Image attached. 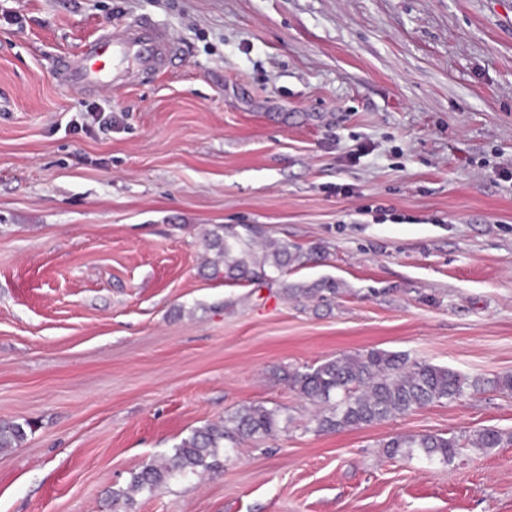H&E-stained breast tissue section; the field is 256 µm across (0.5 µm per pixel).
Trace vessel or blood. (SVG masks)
I'll use <instances>...</instances> for the list:
<instances>
[{
  "instance_id": "obj_1",
  "label": "vessel or blood",
  "mask_w": 512,
  "mask_h": 512,
  "mask_svg": "<svg viewBox=\"0 0 512 512\" xmlns=\"http://www.w3.org/2000/svg\"><path fill=\"white\" fill-rule=\"evenodd\" d=\"M175 56L173 37L149 20L139 19L87 44L80 56L66 63L64 75L72 85L100 90L122 83L132 71L165 70Z\"/></svg>"
}]
</instances>
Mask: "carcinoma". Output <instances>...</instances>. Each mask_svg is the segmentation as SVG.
<instances>
[{"label": "carcinoma", "instance_id": "cac0c4a2", "mask_svg": "<svg viewBox=\"0 0 512 512\" xmlns=\"http://www.w3.org/2000/svg\"><path fill=\"white\" fill-rule=\"evenodd\" d=\"M262 230L254 225H217L203 235L210 254L207 266L215 277L232 281L276 282L291 266H303L321 254L318 248L270 240L258 247ZM283 295L296 302L336 297L341 285L334 279L310 284L281 281ZM288 386L320 406L314 416L317 432H337L369 427L433 403L453 402L472 388L485 387L512 393V373L473 380L460 373L406 354L371 349L342 354L319 364L295 368L284 374ZM278 411L263 405H244L229 417L198 427L159 460L133 473L125 488L112 491V504L136 492L153 493L171 480L201 476L213 469L220 455L239 440L255 435L273 437L279 432ZM28 422L0 421V449L16 448L27 437ZM467 444L474 448H499V431L485 428ZM379 447L387 459L419 457L428 464L451 463L463 447L456 436L406 434L389 437Z\"/></svg>", "mask_w": 512, "mask_h": 512}]
</instances>
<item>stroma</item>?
<instances>
[{"label":"stroma","mask_w":512,"mask_h":512,"mask_svg":"<svg viewBox=\"0 0 512 512\" xmlns=\"http://www.w3.org/2000/svg\"><path fill=\"white\" fill-rule=\"evenodd\" d=\"M168 71L84 91L62 60L132 20ZM324 258L279 285L211 278L204 231ZM379 349L512 373V0H0V512H113L111 492L241 406L279 409L222 468L127 512H512V394L467 391L315 432L275 377ZM503 436L453 463L397 434ZM281 287L283 295L296 302H303L313 298L321 301L328 300V297L335 298L341 285L334 279L325 278L310 284L281 281ZM28 422L0 421V449L16 448L27 437ZM379 447L387 459L413 458L417 455L428 464L448 465L459 454L465 444L456 436L446 437L443 434H406L389 437Z\"/></svg>","instance_id":"1"}]
</instances>
